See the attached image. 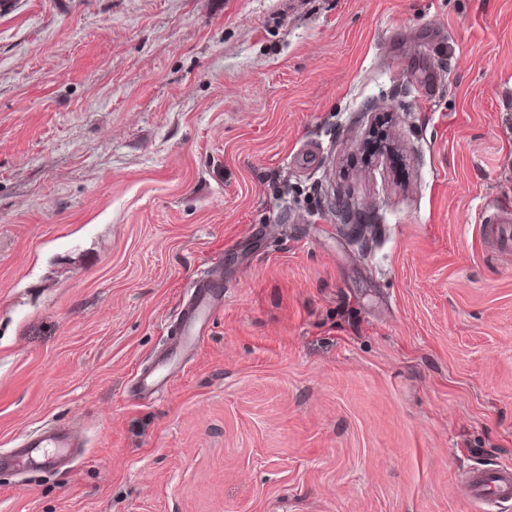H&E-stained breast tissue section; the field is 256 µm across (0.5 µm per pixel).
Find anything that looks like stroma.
I'll return each mask as SVG.
<instances>
[{
	"instance_id": "35a3bbf8",
	"label": "stroma",
	"mask_w": 512,
	"mask_h": 512,
	"mask_svg": "<svg viewBox=\"0 0 512 512\" xmlns=\"http://www.w3.org/2000/svg\"><path fill=\"white\" fill-rule=\"evenodd\" d=\"M512 0H0V512H512ZM224 302L150 401L198 275ZM510 223L498 218L488 219V217L481 221L483 234L493 238L500 249L508 254H512V226ZM24 448L19 451L20 456L31 458L37 466L47 470H57L60 459L66 448L74 444L65 429L40 434L35 439L27 440ZM39 448H58L55 451L40 450ZM471 493L478 498L512 500V468H479L469 477Z\"/></svg>"
}]
</instances>
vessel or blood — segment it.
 <instances>
[{
	"label": "vessel or blood",
	"mask_w": 512,
	"mask_h": 512,
	"mask_svg": "<svg viewBox=\"0 0 512 512\" xmlns=\"http://www.w3.org/2000/svg\"><path fill=\"white\" fill-rule=\"evenodd\" d=\"M481 228L483 234L493 238L503 252L512 254V224L497 218H486L482 220ZM223 286L224 267L216 259L209 263L196 281L194 297L181 309L171 352L139 369L131 389L133 396L148 401L168 386L172 375L181 370L184 360L192 355L205 338L211 317L219 304L217 291ZM71 445L66 430L59 429L27 440L19 454L32 459L41 468L55 470L59 467L63 450ZM469 488L479 498L512 500V468L476 469L469 477Z\"/></svg>",
	"instance_id": "obj_1"
}]
</instances>
